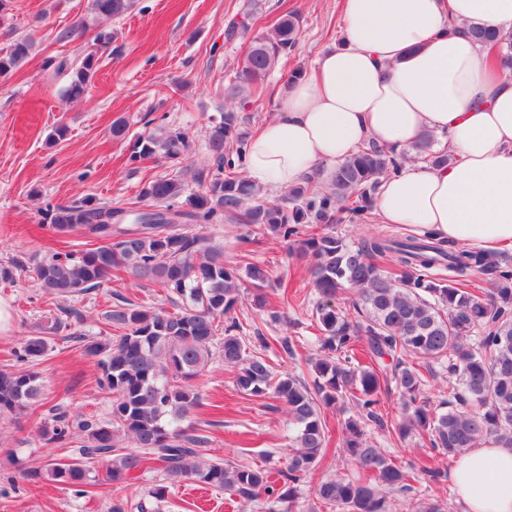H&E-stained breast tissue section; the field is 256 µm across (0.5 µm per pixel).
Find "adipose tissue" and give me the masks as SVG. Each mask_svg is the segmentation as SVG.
Masks as SVG:
<instances>
[{
  "mask_svg": "<svg viewBox=\"0 0 512 512\" xmlns=\"http://www.w3.org/2000/svg\"><path fill=\"white\" fill-rule=\"evenodd\" d=\"M473 25L512 30V0H343L342 45L321 51L250 139V178L286 188L365 144L399 152L433 131L453 161L385 179L380 221L491 256L512 251V73L467 36ZM448 478L462 512H512V448L469 449Z\"/></svg>",
  "mask_w": 512,
  "mask_h": 512,
  "instance_id": "1",
  "label": "adipose tissue"
}]
</instances>
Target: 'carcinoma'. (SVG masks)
I'll return each instance as SVG.
<instances>
[{
  "instance_id": "carcinoma-1",
  "label": "carcinoma",
  "mask_w": 512,
  "mask_h": 512,
  "mask_svg": "<svg viewBox=\"0 0 512 512\" xmlns=\"http://www.w3.org/2000/svg\"><path fill=\"white\" fill-rule=\"evenodd\" d=\"M96 15L117 18L135 0H90ZM299 20L291 14L255 40L246 53L241 74L224 88L235 99L251 91L296 43ZM471 38L496 49L499 63L512 70V33L473 26ZM35 42L25 37L0 50V76L17 70L29 58ZM96 59L87 55L71 71L65 90L81 97L96 72ZM237 113L227 109L210 131L208 147L215 170L197 173L199 191L184 196L185 184L174 175L149 181L141 198L151 208L131 215L90 197L60 203L48 210L58 234L78 233L97 241L87 250L54 252L35 267V285L44 294L66 300L101 286L112 271L162 288L174 307L140 309L122 300L104 319L119 334L105 339L82 338L83 353L96 360L98 388L111 398L104 420L53 416L43 428L48 443L78 444L68 461L50 460L23 477L38 485L51 481L76 488L89 481L92 467L106 464V477L123 483L158 464L164 482L147 495L112 512H162L171 489L183 481L223 490L262 512H289L299 498V483L323 465L331 435L322 409L350 399L358 413L340 423L337 452L357 467L351 476L319 480L317 500L338 512H392L387 492L448 481V470L417 472L397 463L371 445L366 423L385 425L379 412L382 385L392 383L402 402V414L391 424L396 437L415 433L428 437L432 448L456 457L489 439L512 448V270L479 252L456 250L425 238L371 237L358 246L347 244L331 225L351 221L373 207L380 183L401 168L396 153L372 144L337 162L329 172V187L306 177L288 197L269 203L261 187L237 170L232 156L241 159L248 145ZM426 138L416 152L434 166L448 164V155L430 153ZM189 149L183 133L159 128L141 137L131 156L137 160L161 154L180 159ZM228 217L238 224L289 240L302 233L298 253L308 261L318 295L313 319L319 332L320 355L311 360L316 376L309 388L300 377L274 375L265 355L247 350L243 327L224 316L240 302L241 278L253 290L252 302L268 310L267 289L276 282L265 261L246 263L244 275L224 261V251L203 231L179 225L203 226ZM392 254L400 274L382 269L375 258ZM438 267L448 269V281L432 277ZM476 269L498 273L494 287L479 295L468 287ZM351 290L362 319L336 305V295ZM52 330H67L84 322L78 310L60 309ZM224 333L220 355L234 373V385L247 395L269 393L288 407L294 427L292 449L285 470L276 473L244 465L206 459L200 447L206 437L187 424L201 405L191 381L212 357L218 332ZM47 352L44 336H31L15 352L19 367L0 369V419L18 416L43 396L37 366ZM390 363H385L386 359ZM437 363L455 378L452 399L433 407L421 399L423 366ZM410 512H450L448 501L420 499Z\"/></svg>"
}]
</instances>
